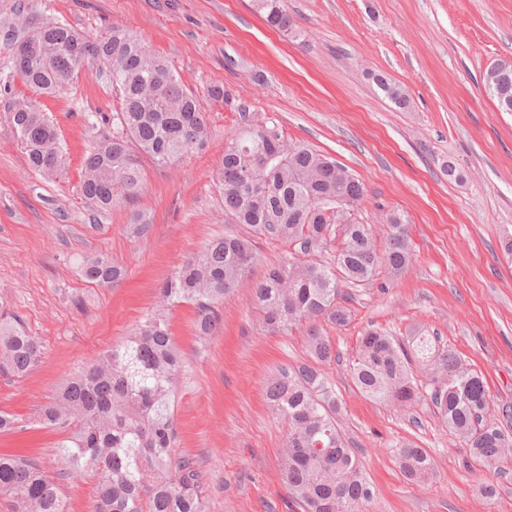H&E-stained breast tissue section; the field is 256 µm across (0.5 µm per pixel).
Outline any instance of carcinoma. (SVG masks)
Segmentation results:
<instances>
[{
	"label": "carcinoma",
	"mask_w": 512,
	"mask_h": 512,
	"mask_svg": "<svg viewBox=\"0 0 512 512\" xmlns=\"http://www.w3.org/2000/svg\"><path fill=\"white\" fill-rule=\"evenodd\" d=\"M254 10L272 27L294 30L286 0H252ZM37 35L33 55L17 52ZM95 64L120 99L112 114V135L97 140L81 169V192L104 213L116 197L138 196L143 188L141 156L167 167L193 149H202L213 128L199 98L189 91L169 62L131 29L114 24L90 38L59 22H46L23 33L12 47L13 72L36 91L66 90L80 71ZM379 88L399 108L403 91L382 75ZM486 89L503 112H512V63L488 69ZM11 121L26 150L29 167L45 178L62 165L57 128L46 114L16 100ZM241 122L224 144L220 183L224 213L245 232L210 239L183 260L157 289L161 312L142 317L122 344L113 347L79 374L66 379L43 407L46 427L66 431L58 444L62 477L99 475L93 512H207L189 463H173L175 435L170 399L182 367L162 310L181 303L195 308V332L213 335L222 325L221 308L256 262V241H281L290 255L271 265L252 289V306L268 331L306 325L305 343L312 365L286 368L265 382L269 406L288 420L280 448V474L293 506L322 512L331 501L338 512H364L373 496L359 457L338 425L336 385L319 365L336 360L330 337L318 326L347 323L340 284H370L384 265L398 276L413 261L408 227L398 215L388 217L391 233L385 251L377 249L372 228L355 216L364 199L363 184L332 157L285 139L277 124L258 125L240 113ZM350 201L345 211L336 201ZM150 220L131 217L129 231L144 236ZM340 243L333 258L320 259L327 236ZM86 280L108 285L124 269L104 256L83 264ZM39 341L25 332L0 326V371L25 375L40 359ZM354 384L370 400L395 410L432 402L448 433L466 448L471 467L505 469L512 461L509 433L491 400L483 377L438 337L415 334L399 340L367 329L350 366ZM425 378L419 390L416 376ZM401 474L420 482L433 469L423 448L393 450ZM0 494L14 512H69L58 483L31 456L0 454Z\"/></svg>",
	"instance_id": "obj_1"
}]
</instances>
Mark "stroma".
Masks as SVG:
<instances>
[{
  "label": "stroma",
  "instance_id": "stroma-1",
  "mask_svg": "<svg viewBox=\"0 0 512 512\" xmlns=\"http://www.w3.org/2000/svg\"><path fill=\"white\" fill-rule=\"evenodd\" d=\"M288 10L300 37L270 27L251 0H0V76L11 71L19 18L65 22L92 37L121 24L187 88L204 96L220 83L232 95L228 105L206 99L214 136L205 148L170 168L143 159L142 193L100 213L81 193L80 171L95 135L111 133L119 98L97 66L53 97L18 78L0 90V320L42 345L27 375L0 372V412L16 420L14 432L0 433V452L25 451L58 477L64 433L41 425V407L68 375L123 341L186 256L231 231L218 173L244 110L363 183L356 217L379 248L388 244L387 215L408 224V271L395 278L380 269L371 285L351 288L346 325H322L338 354L322 370L373 487L366 512H512V469L467 467L430 405L390 409L349 376L368 325L401 340L419 331L482 373L495 408L512 407V259L501 248L512 232V113L498 111L484 85L492 65L512 62V0H288ZM378 74L402 89L406 108L377 87ZM20 97L58 130L64 167L56 179L28 166L9 114ZM448 161L458 177L444 172ZM136 210L152 218L139 238L127 231ZM287 253V244L258 241L252 274L225 300L214 336H197L193 307L168 313L183 358L173 453L195 461L209 512H294L279 468L288 423L263 388L270 373L308 362L305 329L269 333L250 305L254 280ZM96 255L124 277L108 287L85 280L81 267ZM407 443L434 461L418 485L392 459V448ZM486 484L495 497L482 496Z\"/></svg>",
  "mask_w": 512,
  "mask_h": 512
}]
</instances>
